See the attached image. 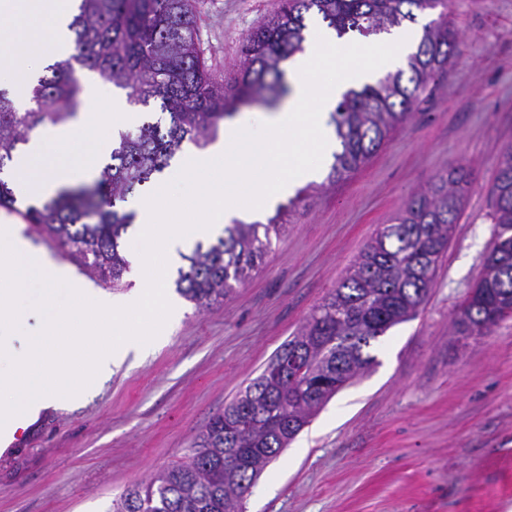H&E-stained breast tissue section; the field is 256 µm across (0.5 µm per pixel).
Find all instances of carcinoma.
I'll list each match as a JSON object with an SVG mask.
<instances>
[{"label":"carcinoma","instance_id":"1","mask_svg":"<svg viewBox=\"0 0 512 512\" xmlns=\"http://www.w3.org/2000/svg\"><path fill=\"white\" fill-rule=\"evenodd\" d=\"M201 0H80L68 58L48 67L22 110L0 89V207L16 198L4 174L18 146L39 127L76 116L83 88L76 69L98 73L125 91L127 102L156 104L160 117L121 132L111 162L98 178L63 186L22 216L48 233L80 266L117 286L129 267L120 238L133 214L121 203L169 166L186 142L204 147L238 106L260 98L276 107L288 91L291 56L303 51L305 16L315 12L342 37L388 32L428 9L438 19L423 27L406 68L350 89L330 115L341 150L327 180L334 183L375 153L412 115L434 77L457 56L448 0H281L275 13L243 39L232 82L224 83L201 46ZM469 171L452 167L413 192L393 223L379 230L309 319L277 352L299 360L274 379L266 372L213 416L179 461L113 501V512H243L252 483L311 417L375 357L367 348L392 327L415 317L448 250L461 214ZM494 238L483 272L458 312L454 333L485 336L512 317V145L499 161L493 188ZM286 225L229 224L224 236L197 244L179 269L177 290L200 307L222 303L262 263Z\"/></svg>","mask_w":512,"mask_h":512}]
</instances>
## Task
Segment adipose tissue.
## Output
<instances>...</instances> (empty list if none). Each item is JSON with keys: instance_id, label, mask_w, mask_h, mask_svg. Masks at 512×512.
I'll use <instances>...</instances> for the list:
<instances>
[{"instance_id": "adipose-tissue-1", "label": "adipose tissue", "mask_w": 512, "mask_h": 512, "mask_svg": "<svg viewBox=\"0 0 512 512\" xmlns=\"http://www.w3.org/2000/svg\"><path fill=\"white\" fill-rule=\"evenodd\" d=\"M74 9V0H0V87L26 96L46 66L67 58ZM30 17L42 19L44 29H26L23 22ZM129 119L120 100L104 96L100 80H88L81 117L56 129L50 140H31L19 154L12 173L19 198L50 197L94 172L104 162L107 143Z\"/></svg>"}]
</instances>
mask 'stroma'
Returning <instances> with one entry per match:
<instances>
[{
    "label": "stroma",
    "instance_id": "stroma-1",
    "mask_svg": "<svg viewBox=\"0 0 512 512\" xmlns=\"http://www.w3.org/2000/svg\"><path fill=\"white\" fill-rule=\"evenodd\" d=\"M280 0H203L214 68ZM459 53L412 116L354 173L283 198L287 226L246 284L182 318L91 400L43 414L0 452V512H110L185 455L265 368L411 193L472 172L434 285L374 342V366L334 396L251 487L245 512H512V318L485 336L452 321L491 246L492 190L512 145V0H448Z\"/></svg>",
    "mask_w": 512,
    "mask_h": 512
}]
</instances>
